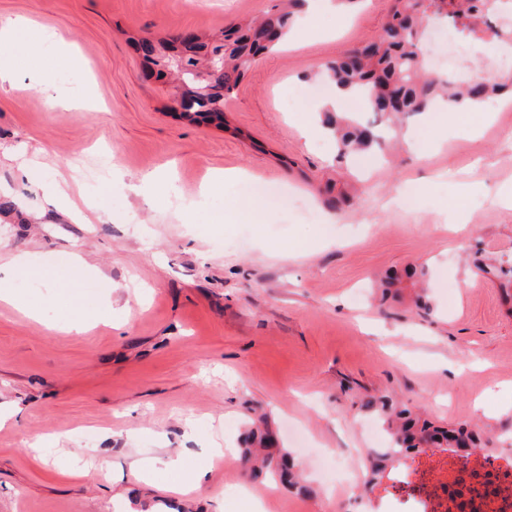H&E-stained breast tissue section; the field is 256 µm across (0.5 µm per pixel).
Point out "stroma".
Listing matches in <instances>:
<instances>
[{"label":"stroma","instance_id":"1","mask_svg":"<svg viewBox=\"0 0 512 512\" xmlns=\"http://www.w3.org/2000/svg\"><path fill=\"white\" fill-rule=\"evenodd\" d=\"M275 0H0V24L26 22L85 62L47 53L55 91L36 88L26 65L0 82V248L25 254L14 292L0 301V512H254L244 463L224 462L190 497L212 448H235L249 420L267 413L281 447L313 491L282 486L265 512H378L365 489L362 407L385 394L439 424L471 423L496 447L512 445V314L474 253L512 261V105L469 136L443 137V115L404 119L412 143L338 156L321 133L327 97L302 95L305 74L375 39L393 0H359L323 16L319 37L261 57L224 102L221 123L171 111V85L150 79L139 38L214 34L268 12ZM319 129L306 139L302 125ZM42 165L35 182L21 164ZM101 168L124 189L88 190ZM242 169L251 184L220 190L210 211L194 196L211 171ZM150 172L181 195L136 192ZM69 185L91 203L84 220L49 204L44 184ZM304 199L308 221L266 205L242 224L231 212L254 192ZM468 221L453 223L455 212ZM297 257H281L283 248ZM81 254L106 274L71 286L47 276ZM428 269L429 312L381 301L387 270ZM125 307L116 326L68 332L69 298L100 313ZM109 462L73 478L71 452ZM167 454L180 470L131 475L134 461Z\"/></svg>","mask_w":512,"mask_h":512}]
</instances>
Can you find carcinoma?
<instances>
[{"instance_id":"1","label":"carcinoma","mask_w":512,"mask_h":512,"mask_svg":"<svg viewBox=\"0 0 512 512\" xmlns=\"http://www.w3.org/2000/svg\"><path fill=\"white\" fill-rule=\"evenodd\" d=\"M302 2L281 0L276 12L225 29L218 36L194 34L180 43L173 37L153 40L143 56L144 64L149 70L154 65L169 70L175 90L190 87L185 110L193 113L196 121L210 122L211 114L223 111L224 98L235 93L259 57L287 35L294 9ZM497 15L498 0H394L389 21L376 40L329 62L321 78L366 97L367 111L382 116L428 112L442 102L451 109L462 103L479 105L491 95L512 92V81L464 82L450 72L425 73L420 59L425 21H442L468 41L479 40L478 33L484 30L498 40L512 39L511 28L493 26L491 17ZM326 127L341 156L368 152L379 145L376 128L358 118L338 113L326 122ZM479 269L499 281L503 298L512 303V268L500 263L481 264ZM427 274L423 265L402 273L393 271L385 276L382 286L400 288L404 280L416 283ZM363 408L379 416L391 443L387 450L368 459L370 487L379 485L401 459H412L423 452L431 431L437 448L484 445L476 432L463 426L435 427L386 395L370 397ZM241 455L257 474L276 476L290 485L297 483L295 460L274 441L268 425L250 430Z\"/></svg>"}]
</instances>
